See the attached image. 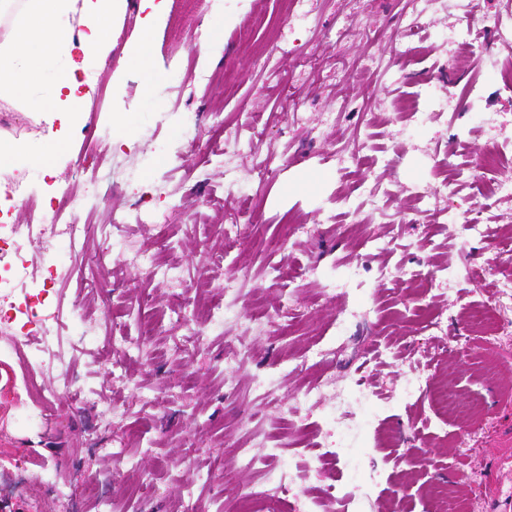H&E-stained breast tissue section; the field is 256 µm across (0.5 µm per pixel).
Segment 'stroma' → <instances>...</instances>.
<instances>
[{
  "label": "stroma",
  "instance_id": "obj_1",
  "mask_svg": "<svg viewBox=\"0 0 512 512\" xmlns=\"http://www.w3.org/2000/svg\"><path fill=\"white\" fill-rule=\"evenodd\" d=\"M140 4L123 0L113 14L112 52L89 63L88 107L62 148L35 101L0 100V137L24 148L17 165L0 171V194L18 182L27 187L0 205L8 222L30 224L32 204L56 196L62 184L103 198L76 214V223L97 232L76 242L68 271L42 295L63 363L21 365L26 342L40 337L35 320L0 333V469L21 463L35 478L51 468L71 497L0 496V512H99L84 493L89 484L112 512H173L190 486L201 512H234L224 474L235 471L238 444L270 453L263 437L288 418L284 406H295L290 418L301 429L321 423L338 393L358 387L364 396L348 427L321 436L341 450L342 491L368 494L367 512H439L433 486L447 484L485 512L486 478L512 463V304L498 294L512 280V196L486 187L512 180V159L490 169L477 161L512 140V87L495 76L512 68V40L498 34L512 21V0H477L471 13L449 5L411 36L407 0H309L302 17L289 0H195L190 10L169 9L148 34ZM146 34L152 58L145 67L137 47ZM474 79L481 97L460 99ZM445 95L451 101L440 116L435 100ZM408 97L418 99V115L397 110ZM365 112L386 120L365 125ZM228 130L241 146L216 159L211 151ZM163 142L175 152L158 155ZM356 146L369 163L340 162L339 150ZM48 152L49 167L42 163ZM448 168L462 177L430 211L420 194ZM115 214L126 222L112 223ZM291 216L307 234L270 254L266 239ZM230 224L241 227V250L224 266L246 271L243 293L259 294L265 316L239 308L225 334L189 336L167 325L142 359L125 361L131 377L113 380L111 362L98 354L112 339L111 316L146 297L147 316L160 319L178 299L205 296L197 271L204 252L223 254ZM474 224L483 236L471 235ZM359 225L378 233L381 248H355ZM111 239L125 241L127 253L96 262ZM158 241L182 267L180 281L141 282L132 252ZM281 259L295 266L292 280L271 274ZM383 267L390 277H377ZM432 305L448 338L444 352L426 326ZM485 305L500 308L501 335L463 318L464 307ZM342 308L359 318L324 369L335 392L315 406L299 403L303 373L273 395L252 390L256 374L334 336ZM85 334L96 344L85 345ZM232 348L245 357L228 375L224 355ZM418 369L433 371L434 388L481 407L483 419H445L429 396L392 404V391ZM26 380L45 401L27 395ZM71 382L85 399L69 393ZM143 389L159 393L160 404L138 401ZM99 404L116 407L119 418L99 417ZM132 432L152 442L154 454L130 469L107 449ZM282 452L293 461L294 494L322 499L321 474L305 468L309 450ZM116 470L123 483H113ZM148 482L155 492L145 496L139 488Z\"/></svg>",
  "mask_w": 512,
  "mask_h": 512
}]
</instances>
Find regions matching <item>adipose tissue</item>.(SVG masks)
<instances>
[{
	"label": "adipose tissue",
	"mask_w": 512,
	"mask_h": 512,
	"mask_svg": "<svg viewBox=\"0 0 512 512\" xmlns=\"http://www.w3.org/2000/svg\"><path fill=\"white\" fill-rule=\"evenodd\" d=\"M120 0H0V23L8 32L0 40V99L21 98L29 82L45 71L55 70V90L42 106L47 123L68 124L85 110L86 98L79 93L77 66L71 65L73 50L83 60H94L108 52L106 26ZM78 21L85 32L74 40L70 28L59 18Z\"/></svg>",
	"instance_id": "obj_1"
}]
</instances>
